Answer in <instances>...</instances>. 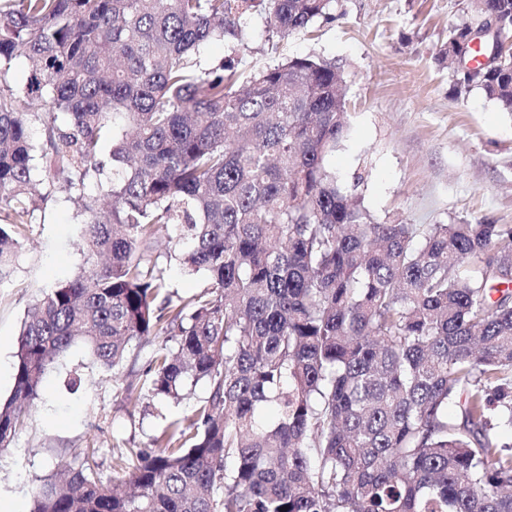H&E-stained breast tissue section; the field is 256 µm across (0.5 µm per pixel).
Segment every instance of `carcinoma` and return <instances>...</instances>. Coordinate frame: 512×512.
Here are the masks:
<instances>
[{"label":"carcinoma","mask_w":512,"mask_h":512,"mask_svg":"<svg viewBox=\"0 0 512 512\" xmlns=\"http://www.w3.org/2000/svg\"><path fill=\"white\" fill-rule=\"evenodd\" d=\"M335 0H0V275L19 226L75 190L85 266L27 310L9 447L55 359L82 342L119 378L134 340L168 336L143 374L159 402L209 395L188 424L33 495L31 512H512V225L377 221L326 167L348 114L336 65L201 66L265 18L285 41ZM497 66L455 78L512 112V0ZM468 23L440 59L455 60ZM32 64L23 96L11 61ZM66 120L59 121V115ZM39 121L45 140L33 143ZM110 152H104L106 143ZM44 175L35 177V157ZM109 199L81 193L104 174ZM206 275L184 298L153 256Z\"/></svg>","instance_id":"obj_1"}]
</instances>
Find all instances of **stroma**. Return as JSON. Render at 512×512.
<instances>
[{
  "mask_svg": "<svg viewBox=\"0 0 512 512\" xmlns=\"http://www.w3.org/2000/svg\"><path fill=\"white\" fill-rule=\"evenodd\" d=\"M336 18L278 45L262 16L249 18V49L230 52L209 41L202 58L235 55L251 72L285 57L316 55L336 64L346 84L347 130L327 160L344 191H355L381 222L451 224L460 219L512 225V114L480 89L455 98L454 72L437 55L451 26L468 18L467 0H336ZM365 180L353 185L355 172ZM68 192L41 203L20 229L22 249L0 280V398L14 383L16 341L32 302L85 264L77 248L83 226ZM159 340L129 354L120 379L94 364L82 343L47 371L24 428L0 449V498L29 512L41 479L96 451L102 480L113 477L121 449L150 446L165 417L190 403L155 410L148 397L124 398L117 385L140 387ZM80 376L78 390L67 387Z\"/></svg>",
  "mask_w": 512,
  "mask_h": 512,
  "instance_id": "stroma-1",
  "label": "stroma"
}]
</instances>
